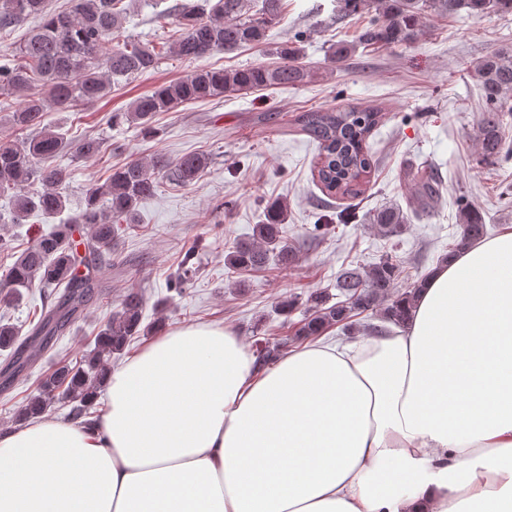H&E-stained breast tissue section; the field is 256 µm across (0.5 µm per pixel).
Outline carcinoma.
<instances>
[{"label":"carcinoma","instance_id":"1","mask_svg":"<svg viewBox=\"0 0 512 512\" xmlns=\"http://www.w3.org/2000/svg\"><path fill=\"white\" fill-rule=\"evenodd\" d=\"M336 22L368 15L353 45H340L330 54L336 64L345 61L353 46L365 49L411 46L424 40L434 17H453L464 11L471 18L491 12L512 13V0H333ZM285 0H203L175 3L156 13L161 25L176 19L170 40L143 43L126 34L131 4L125 0H68L62 10L49 8V0H0V32L29 19L38 25L19 45L0 49V95L21 97L12 112L15 137L0 140V197L11 199L9 220L21 224L36 214L60 216L66 209L65 188L69 172L44 161L66 149L78 158L97 156L105 149L103 139L86 136L67 142L64 134L44 124L47 106L65 112H95L112 93V85L131 81L155 69L170 51L186 60H200L215 52H234L263 44L268 29L278 24ZM274 67L257 63L245 68L199 67L187 76L158 86L137 97L129 108L108 114L114 127L125 124L144 136L155 134L153 119L159 112H173L186 104L215 97L263 89L297 86L310 78L299 47L286 43L279 48ZM482 107L478 128V159L484 164L512 158V45L487 52L476 66ZM377 107H332L300 116L302 129L317 144L315 177L330 198H357L367 183L377 159L368 139L381 124ZM209 157L187 153L172 159L158 151L147 161L133 158L112 169L108 180L94 184L86 193L85 208L77 215L39 234L0 275V306H13L23 291L39 287L60 292L44 304L31 330L39 350L50 348L53 337L80 319L88 301L102 296L89 264L112 265V244L120 233L139 223V203L154 195L166 182L192 185L207 168ZM400 179L409 187L413 212L429 215L444 202L442 180L426 166L407 164ZM459 237L440 258L446 263L471 243L488 234L482 211L465 199L458 201ZM288 204L271 201L252 237L227 247L226 264L233 269L264 266L270 257L288 267L299 259V250L283 235ZM386 237L400 238L410 223L403 208L390 204L366 217ZM195 250H187L170 290L185 292L198 272ZM400 259L391 250L364 269L346 270L336 279L344 300L330 303L328 293L315 290L304 302V317L292 323L291 336L267 342L254 351L255 366L273 364L288 344L320 336L328 328L364 312H372L369 332L378 331L374 321L405 326L409 308L422 288L423 279L395 290ZM145 298L140 288L126 289L117 308L99 330L94 348L79 363L64 364L46 375L37 395L17 411L15 421L25 423L51 410L56 404L69 408L67 418L87 424L94 417L98 392L112 359L121 356L131 340L144 332ZM15 326L0 318V351L9 352L5 370L22 369L35 362L17 343Z\"/></svg>","mask_w":512,"mask_h":512}]
</instances>
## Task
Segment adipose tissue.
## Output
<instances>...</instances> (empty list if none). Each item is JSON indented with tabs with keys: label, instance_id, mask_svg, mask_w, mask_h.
<instances>
[{
	"label": "adipose tissue",
	"instance_id": "1",
	"mask_svg": "<svg viewBox=\"0 0 512 512\" xmlns=\"http://www.w3.org/2000/svg\"><path fill=\"white\" fill-rule=\"evenodd\" d=\"M101 398L0 432V512H512V231L433 267L401 329L261 371L181 326Z\"/></svg>",
	"mask_w": 512,
	"mask_h": 512
}]
</instances>
